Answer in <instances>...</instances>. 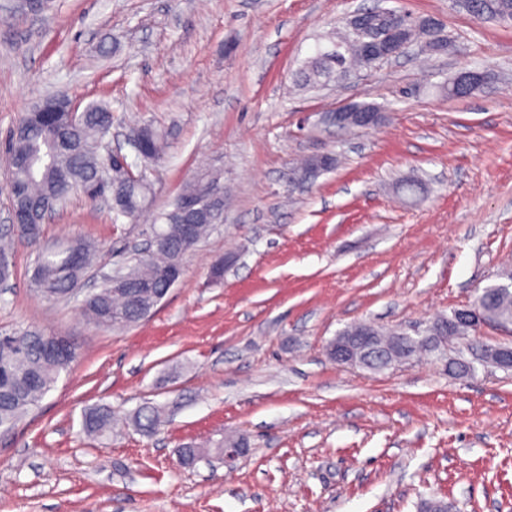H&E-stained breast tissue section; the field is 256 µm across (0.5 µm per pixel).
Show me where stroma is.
I'll return each mask as SVG.
<instances>
[{
	"mask_svg": "<svg viewBox=\"0 0 512 512\" xmlns=\"http://www.w3.org/2000/svg\"><path fill=\"white\" fill-rule=\"evenodd\" d=\"M378 2L436 19L448 50L412 46L303 87L306 62ZM463 70L489 80L449 95ZM54 94L106 105L113 146L133 124L169 137L136 219L78 193L42 245L92 239L104 270L121 266L207 170L222 175L224 221L151 316L122 331L34 292L35 252L16 246L0 332L73 336L79 356L0 430V512H419L430 498L512 512V374L456 379L432 358L372 372L326 352L357 322L425 327L512 270V26L457 0H0V138ZM363 102L385 120L325 123ZM323 152L336 166L293 184L296 159ZM147 403L166 416L150 435L131 423ZM98 405L122 421L101 438L82 428ZM227 436L247 453L180 465L182 444Z\"/></svg>",
	"mask_w": 512,
	"mask_h": 512,
	"instance_id": "1",
	"label": "stroma"
}]
</instances>
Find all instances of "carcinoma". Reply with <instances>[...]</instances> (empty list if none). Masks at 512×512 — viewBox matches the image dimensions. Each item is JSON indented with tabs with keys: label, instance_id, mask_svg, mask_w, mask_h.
<instances>
[{
	"label": "carcinoma",
	"instance_id": "1",
	"mask_svg": "<svg viewBox=\"0 0 512 512\" xmlns=\"http://www.w3.org/2000/svg\"><path fill=\"white\" fill-rule=\"evenodd\" d=\"M460 6L486 20L512 24V0H461ZM410 41L422 42L436 51L445 42L438 29L411 28ZM369 36L341 37L332 42V48L319 51L308 62L304 81L321 85L336 77L338 68L349 69L368 63L362 43ZM112 130V112L100 104H89L77 112L70 122H60L53 115L24 112L10 129L5 142V162L8 171L7 189L12 205L32 210L39 215L48 210L54 213L64 209L75 188L89 199H96L110 191L112 159L107 154L106 138ZM129 136L144 141L148 156L132 163V174L126 184V203L130 216L145 208L152 195L150 178L152 164L158 162L167 146V132L151 125H140L130 130ZM320 172V157L309 156L295 166L296 178L305 181ZM212 185L224 188L217 173L200 174L187 185L181 195L203 203L210 199ZM177 203L161 212L157 222L150 226L149 240L155 242L149 252L137 255L125 265L122 279L112 282L104 277L83 296L82 311L87 320L97 327L120 330L140 321L139 311L125 304L116 294L117 288H135L146 304L156 305L167 292L160 281V271L183 268L184 257L212 229L210 224H198L194 241L186 245L182 240V224L171 220ZM42 222L18 224L11 228L12 238L36 247L33 284L47 298H61L73 291H83L86 276L100 254L98 242L81 239L64 250L40 247ZM12 242L0 237V283L13 276ZM474 301L480 303L488 318L501 325L512 324V274L502 275V281L492 283L477 293ZM349 329H361L375 338L374 353L366 356L361 367L381 371L391 360V341L397 332H386L372 325L355 324ZM77 358V346H63L55 353L47 340L32 335L28 330L0 334V428H11L38 404L50 390L61 372ZM484 353L471 348L470 358L448 363L453 376H473L482 364ZM162 422L161 411L155 406H143L133 416L139 431L150 434ZM115 420L112 408L96 406L83 417V430L89 436L102 437L112 433Z\"/></svg>",
	"mask_w": 512,
	"mask_h": 512
}]
</instances>
